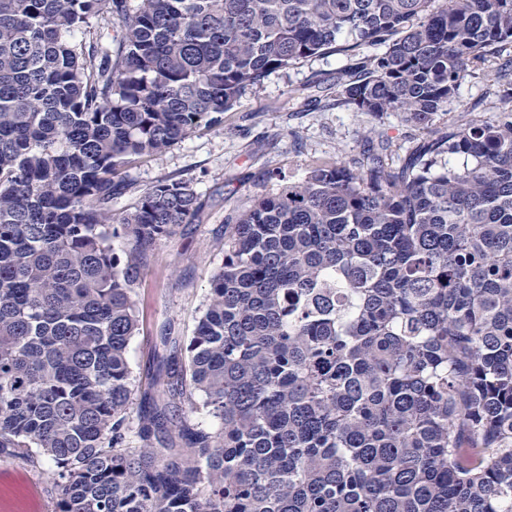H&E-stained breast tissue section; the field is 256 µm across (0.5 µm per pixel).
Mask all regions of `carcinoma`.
Returning <instances> with one entry per match:
<instances>
[{
    "label": "carcinoma",
    "mask_w": 512,
    "mask_h": 512,
    "mask_svg": "<svg viewBox=\"0 0 512 512\" xmlns=\"http://www.w3.org/2000/svg\"><path fill=\"white\" fill-rule=\"evenodd\" d=\"M509 47L512 0H0V456L54 462L55 512H512ZM329 54L336 103L428 139L267 172L133 414L136 284L201 205L116 212L125 169ZM477 75L496 111L434 126Z\"/></svg>",
    "instance_id": "obj_1"
}]
</instances>
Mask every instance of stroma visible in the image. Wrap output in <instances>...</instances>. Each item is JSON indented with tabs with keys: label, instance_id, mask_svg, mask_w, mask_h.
I'll return each mask as SVG.
<instances>
[{
	"label": "stroma",
	"instance_id": "stroma-1",
	"mask_svg": "<svg viewBox=\"0 0 512 512\" xmlns=\"http://www.w3.org/2000/svg\"><path fill=\"white\" fill-rule=\"evenodd\" d=\"M345 63L340 55L312 58L271 73L248 89L224 114L221 125L201 129L163 154L130 168L131 184L113 206L122 209L163 179L190 184L204 204L199 219L182 225L155 249L136 288L140 332L129 346L134 378L147 384L166 352L164 337L187 341L207 298L210 280L224 262V221L252 198L277 191L266 171L301 179L320 158L347 164L381 155L398 168L423 141L426 130L403 122L397 113L372 117L347 106L324 104L326 86ZM497 99L484 78L462 83L447 114L437 125L459 120L467 110L494 111ZM52 462L32 467L0 456V477L21 482L35 494L41 512H53L57 491Z\"/></svg>",
	"mask_w": 512,
	"mask_h": 512
}]
</instances>
